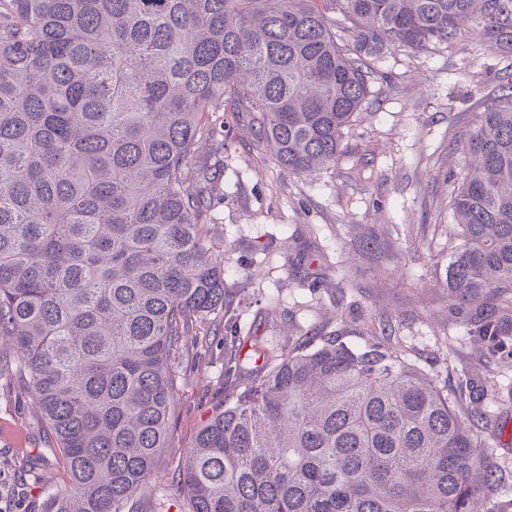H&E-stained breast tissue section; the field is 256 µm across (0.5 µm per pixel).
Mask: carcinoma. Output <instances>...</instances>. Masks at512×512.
<instances>
[{
  "label": "carcinoma",
  "mask_w": 512,
  "mask_h": 512,
  "mask_svg": "<svg viewBox=\"0 0 512 512\" xmlns=\"http://www.w3.org/2000/svg\"><path fill=\"white\" fill-rule=\"evenodd\" d=\"M469 29L511 52L512 0H0V379L62 472L44 512H137L182 339L228 305L206 114L326 171L387 52ZM464 155L447 285L480 308L512 292V85ZM210 409L183 512H479L505 480L477 415L386 344L266 350L229 325Z\"/></svg>",
  "instance_id": "obj_1"
}]
</instances>
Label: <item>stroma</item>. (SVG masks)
Here are the masks:
<instances>
[{"label":"stroma","mask_w":512,"mask_h":512,"mask_svg":"<svg viewBox=\"0 0 512 512\" xmlns=\"http://www.w3.org/2000/svg\"><path fill=\"white\" fill-rule=\"evenodd\" d=\"M510 74L512 53L483 47L471 32L445 50L388 53L327 172L289 173L242 115L210 118V161L220 171L212 242L224 252L226 317L273 346L334 335L353 347L403 349L461 411L481 413L478 434L507 476L490 512H512V297L489 307L511 330L493 346L472 309H451L445 280L458 244L449 200L464 176L460 145ZM305 250L313 262L302 275L292 261ZM223 358L222 345L204 351L185 339L171 446L137 497L141 512H181L173 455L206 418ZM47 449L23 390L0 386V500L11 512H44L56 472L32 473L27 461Z\"/></svg>","instance_id":"35a3bbf8"}]
</instances>
